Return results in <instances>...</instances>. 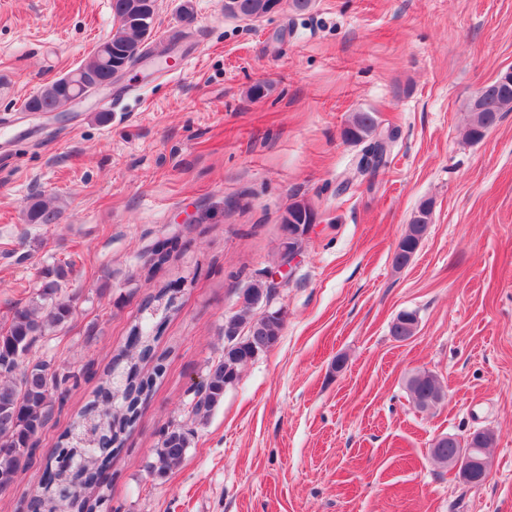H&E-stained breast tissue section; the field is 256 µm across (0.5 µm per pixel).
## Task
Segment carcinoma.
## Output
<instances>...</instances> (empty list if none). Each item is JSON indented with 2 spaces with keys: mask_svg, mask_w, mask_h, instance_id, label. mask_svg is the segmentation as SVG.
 I'll return each mask as SVG.
<instances>
[{
  "mask_svg": "<svg viewBox=\"0 0 512 512\" xmlns=\"http://www.w3.org/2000/svg\"><path fill=\"white\" fill-rule=\"evenodd\" d=\"M282 0H232L234 17H263L276 11ZM139 4L150 7V26H155L157 0H112V12L117 28L112 33L114 48L112 60L122 63L134 56L148 53L149 39L145 29L135 22L133 10ZM37 94L45 104L58 107L62 102L61 84L54 80L44 85ZM505 112H512V82L495 79L483 87L480 103L470 105L471 119L466 139L482 140ZM373 112L353 114L344 130L345 138L365 144L362 160L372 172L384 166L387 148L377 140L368 141L377 129ZM419 218L410 221L393 255V266L404 267L402 259L418 250L431 223V203L424 201L418 208ZM60 211L51 202L34 200L27 209L32 224H54ZM312 209L303 202L288 206L281 218L282 230L290 225L308 224ZM60 278L44 281L27 303L14 308L9 326L0 330V496L10 492L18 472L32 464L35 438L49 423L55 405H63L64 394L53 395L59 386L77 375L70 373L57 377L47 361L31 362L28 356L46 333L71 318V301L61 297ZM177 309V296L168 288H160L144 305L145 316L134 323L128 334L127 346L112 357L98 385L97 398L87 402L77 413L62 435L61 443L45 458L37 489L31 496L28 512H97L108 497L107 468L113 455L121 450L123 437L135 426L141 404L148 398L153 378L160 375L155 342L158 341L168 314ZM243 332L240 347H231L224 356L213 361L204 385L193 393L190 414L203 419L224 399V391L239 380L238 364L255 354L273 348L279 340L284 324L276 318L257 316L249 305L232 315ZM153 364L151 374L144 368ZM415 407L428 410L439 405L443 393L439 380L432 373L418 371L407 379ZM191 430L181 423L171 422L163 428L161 439L147 464L155 478H164L185 456L190 446ZM494 443V434L478 430L470 434L467 445L482 449L484 465H489L488 448Z\"/></svg>",
  "mask_w": 512,
  "mask_h": 512,
  "instance_id": "carcinoma-1",
  "label": "carcinoma"
}]
</instances>
